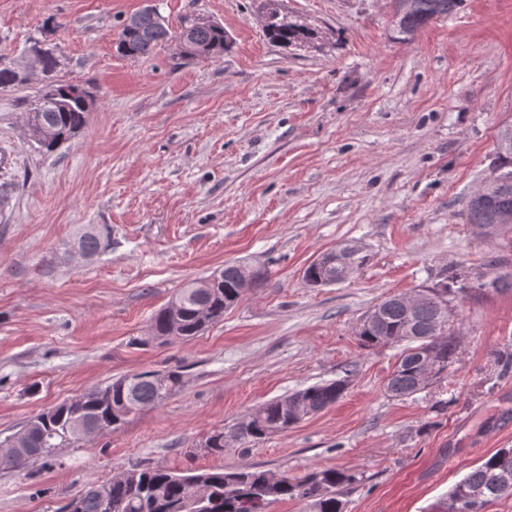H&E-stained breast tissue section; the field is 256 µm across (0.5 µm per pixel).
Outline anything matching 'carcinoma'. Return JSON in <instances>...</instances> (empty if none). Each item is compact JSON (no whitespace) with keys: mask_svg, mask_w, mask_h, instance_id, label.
<instances>
[{"mask_svg":"<svg viewBox=\"0 0 512 512\" xmlns=\"http://www.w3.org/2000/svg\"><path fill=\"white\" fill-rule=\"evenodd\" d=\"M462 0H399L397 28L412 35L428 22L454 13ZM261 17L266 36L273 44L290 47L312 44L318 39L314 29L288 20L281 0H261ZM183 39L181 56L188 59H215L224 55L230 39L224 26L210 21L200 23L186 19L177 32L171 31L157 8L143 7L121 23L117 50L129 58H146L158 46ZM29 51L41 56L38 62L43 75L42 86L26 112L24 125L28 137L44 153H52L76 137L86 126L89 110L68 94L71 84L57 79L60 61L54 52L33 43ZM25 78L21 68L0 65V87L20 86ZM512 125L498 133L495 158L490 168L486 192L474 194L466 205L469 223L489 235L512 231L503 224L504 212L512 213V137H505ZM74 247L92 257L106 248L104 237L95 229H85ZM342 260L324 268L314 263L303 272L306 283L316 286L326 280L345 281L353 270L365 265L367 255L357 247L339 249ZM263 278L237 263L181 289L169 303L159 308L150 326V334L135 338L133 343L146 346L172 338L190 341L207 328L224 321V312L237 306L247 292L261 284ZM468 297L482 291H512V272L505 270L490 281L455 273L448 277L445 290ZM440 289L419 291L418 306L409 311L394 295L376 304L379 313H364L359 320L358 339L364 347L400 345L401 353L388 383L393 397H410L459 360V340L450 325L448 298ZM179 371H142L118 376L86 389L77 397L86 424L100 431L113 428L116 421L141 410L154 407L181 387ZM347 387L344 380L315 384L285 397L271 399L246 413L238 422L216 430L207 437V450L222 454L235 445L256 444L270 434L283 431L308 415L334 405ZM72 408L63 402L52 415L42 412L15 432L17 446L26 455L25 462L39 460L52 463L62 448L79 439L71 424ZM512 448H500L473 467L439 504V512H483L493 499L512 496ZM356 477L338 469H322L302 478L281 475L274 479L261 468L226 471L211 469L177 474L158 467H134L123 478L109 484L111 499L120 505L119 512H197L193 492L205 489L206 512H266L277 501L293 498L305 503L310 512H344L341 489ZM100 485L90 484L65 505L64 512H103Z\"/></svg>","mask_w":512,"mask_h":512,"instance_id":"obj_1","label":"carcinoma"}]
</instances>
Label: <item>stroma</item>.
Listing matches in <instances>:
<instances>
[{
    "instance_id": "stroma-1",
    "label": "stroma",
    "mask_w": 512,
    "mask_h": 512,
    "mask_svg": "<svg viewBox=\"0 0 512 512\" xmlns=\"http://www.w3.org/2000/svg\"><path fill=\"white\" fill-rule=\"evenodd\" d=\"M153 2L171 27L223 25L217 60L175 42L148 58L116 47ZM321 37L282 48L260 0H0V58L30 40L84 88L86 127L37 151L23 114L39 75L0 87V441L30 418L120 375L180 370L181 389L121 427L62 449L53 467L0 466V512H60L92 482L138 464L178 473L262 467L356 476L345 512H435L471 468L512 447V293L453 298L458 362L420 393L386 391L399 353L366 348L360 316L454 269H512V237L486 236L464 205L512 122V0H462L414 35L396 0H283ZM99 228L107 248L72 247ZM360 247L345 282L304 283L323 253ZM497 265H489L490 257ZM228 262L260 288L189 342L132 346L189 282ZM344 379L331 408L264 441L202 443L268 400Z\"/></svg>"
}]
</instances>
